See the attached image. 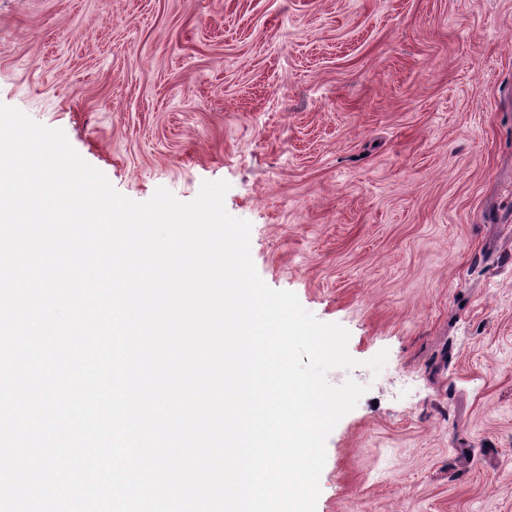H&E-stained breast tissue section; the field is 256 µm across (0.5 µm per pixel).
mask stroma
<instances>
[{"mask_svg": "<svg viewBox=\"0 0 512 512\" xmlns=\"http://www.w3.org/2000/svg\"><path fill=\"white\" fill-rule=\"evenodd\" d=\"M0 103L349 331L316 512H512V0H0Z\"/></svg>", "mask_w": 512, "mask_h": 512, "instance_id": "1", "label": "stroma"}]
</instances>
